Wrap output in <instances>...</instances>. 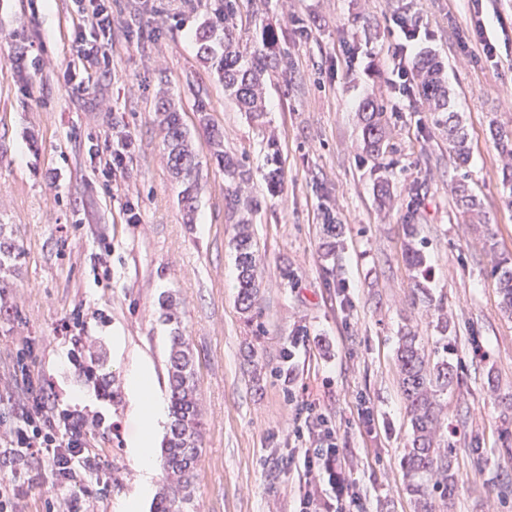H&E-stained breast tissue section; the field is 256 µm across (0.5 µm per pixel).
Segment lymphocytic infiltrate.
Masks as SVG:
<instances>
[{
    "mask_svg": "<svg viewBox=\"0 0 512 512\" xmlns=\"http://www.w3.org/2000/svg\"><path fill=\"white\" fill-rule=\"evenodd\" d=\"M79 17L74 41L80 58L94 66H109L105 39L112 30V13L105 0H72ZM391 85L406 89L411 81L409 49L419 38L417 23L395 20ZM27 398L13 405V423L0 426L6 435L4 452L16 465L0 477V512H16L19 495L28 479L26 464L34 459L47 464L52 484H73L78 472L92 468L85 450L96 421L78 410L59 408L50 383L28 380ZM316 440L313 448L302 449L300 460L308 476V488L300 497L297 512H350L358 505V495L345 476L346 456L337 446L335 430L323 419L305 422Z\"/></svg>",
    "mask_w": 512,
    "mask_h": 512,
    "instance_id": "lymphocytic-infiltrate-1",
    "label": "lymphocytic infiltrate"
}]
</instances>
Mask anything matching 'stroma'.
<instances>
[{
	"label": "stroma",
	"mask_w": 512,
	"mask_h": 512,
	"mask_svg": "<svg viewBox=\"0 0 512 512\" xmlns=\"http://www.w3.org/2000/svg\"><path fill=\"white\" fill-rule=\"evenodd\" d=\"M109 69L70 83L79 59L69 0H0V224L13 225L26 255L0 319V387L23 401L22 369L49 382L65 408L104 418L88 453L99 478L51 486L44 464L18 512H121L138 486L127 448L139 431L125 388L103 387L149 362L168 394L171 327L161 293L180 302L202 395L204 437L195 485L196 512H294L306 477L296 462L297 414L313 410L350 451L348 480L361 512H414L400 459L409 418L399 388L395 341L411 326L433 349L434 304L451 319L457 382L441 397L448 418L442 442L457 450L459 490L437 512H512V317L490 276L494 254L512 257V192L491 126L512 130V0H489L493 60L466 57L461 40L468 0H240L234 20L244 41L262 27L286 43L293 66L270 68L260 122L238 112L197 56L195 33L218 0H109ZM425 31L417 52L443 61L452 111L468 134V182L489 224H465L450 192L456 173L448 142L418 91L393 99L386 86L393 16ZM167 89L194 138L202 190L193 222L178 203L179 184L163 150L156 95ZM383 97L395 168L397 205L378 208L374 164L361 151L359 106ZM208 109L196 111L197 100ZM252 174L259 202L252 232L262 277L255 322L236 303L224 175L212 161L207 125ZM130 135L121 166L106 169L93 145ZM274 140L285 173L269 194L264 146ZM421 197L433 301L414 293L403 256L410 188ZM328 190L344 226L335 279L323 274L320 192ZM88 337L93 375L69 361L70 339ZM121 329L115 353L105 332ZM292 363H285L286 351ZM27 352L20 361L19 352ZM369 408L371 421L359 416Z\"/></svg>",
	"instance_id": "obj_1"
}]
</instances>
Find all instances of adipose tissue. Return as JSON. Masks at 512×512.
Here are the masks:
<instances>
[{
    "instance_id": "1",
    "label": "adipose tissue",
    "mask_w": 512,
    "mask_h": 512,
    "mask_svg": "<svg viewBox=\"0 0 512 512\" xmlns=\"http://www.w3.org/2000/svg\"><path fill=\"white\" fill-rule=\"evenodd\" d=\"M130 413L141 423L136 437L130 441L129 450L139 474V488L135 496L124 505V512H141L145 499L152 489L156 468L153 452L155 431L167 420L165 399L156 392L152 369L148 363L132 364L126 372Z\"/></svg>"
}]
</instances>
